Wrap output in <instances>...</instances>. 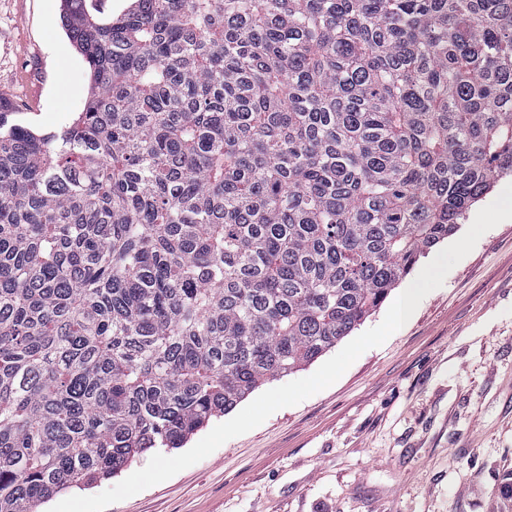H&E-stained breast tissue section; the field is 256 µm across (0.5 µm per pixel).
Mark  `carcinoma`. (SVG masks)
I'll return each mask as SVG.
<instances>
[{
	"instance_id": "carcinoma-1",
	"label": "carcinoma",
	"mask_w": 512,
	"mask_h": 512,
	"mask_svg": "<svg viewBox=\"0 0 512 512\" xmlns=\"http://www.w3.org/2000/svg\"><path fill=\"white\" fill-rule=\"evenodd\" d=\"M84 107L0 98V512L323 356L512 173V0H63Z\"/></svg>"
}]
</instances>
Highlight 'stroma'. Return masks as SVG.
I'll return each instance as SVG.
<instances>
[{
  "label": "stroma",
  "instance_id": "obj_1",
  "mask_svg": "<svg viewBox=\"0 0 512 512\" xmlns=\"http://www.w3.org/2000/svg\"><path fill=\"white\" fill-rule=\"evenodd\" d=\"M62 0H0V96L24 125L81 112ZM512 219L327 389L107 512H504L512 501Z\"/></svg>",
  "mask_w": 512,
  "mask_h": 512
}]
</instances>
